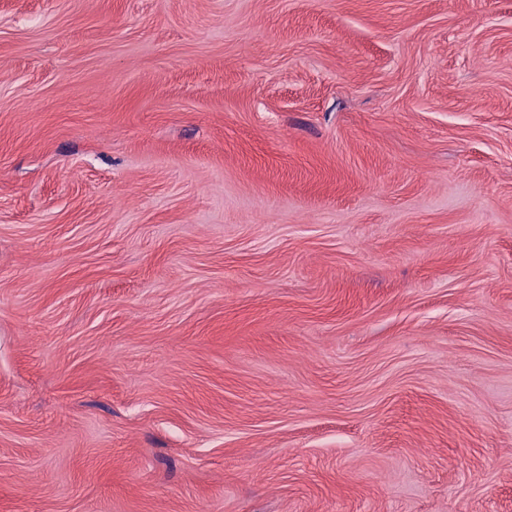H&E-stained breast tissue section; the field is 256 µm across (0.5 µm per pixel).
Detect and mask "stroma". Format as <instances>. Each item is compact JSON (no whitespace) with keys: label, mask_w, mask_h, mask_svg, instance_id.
I'll return each instance as SVG.
<instances>
[{"label":"stroma","mask_w":512,"mask_h":512,"mask_svg":"<svg viewBox=\"0 0 512 512\" xmlns=\"http://www.w3.org/2000/svg\"><path fill=\"white\" fill-rule=\"evenodd\" d=\"M0 512H512V0H0Z\"/></svg>","instance_id":"stroma-1"}]
</instances>
